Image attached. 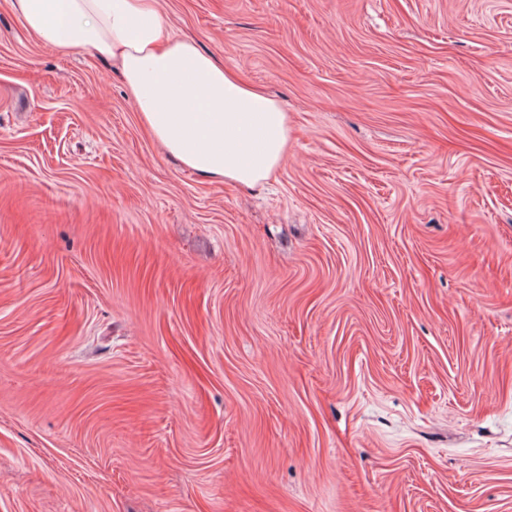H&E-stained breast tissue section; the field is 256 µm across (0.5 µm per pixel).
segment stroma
<instances>
[{
	"label": "stroma",
	"instance_id": "35a3bbf8",
	"mask_svg": "<svg viewBox=\"0 0 512 512\" xmlns=\"http://www.w3.org/2000/svg\"><path fill=\"white\" fill-rule=\"evenodd\" d=\"M288 114L248 189L0 0V512H512V0H160Z\"/></svg>",
	"mask_w": 512,
	"mask_h": 512
}]
</instances>
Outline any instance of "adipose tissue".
<instances>
[{
  "label": "adipose tissue",
  "mask_w": 512,
  "mask_h": 512,
  "mask_svg": "<svg viewBox=\"0 0 512 512\" xmlns=\"http://www.w3.org/2000/svg\"><path fill=\"white\" fill-rule=\"evenodd\" d=\"M12 7L42 45L109 60L143 126L200 177L252 187L287 160V113L192 40L170 36L159 0H12Z\"/></svg>",
  "instance_id": "obj_1"
}]
</instances>
